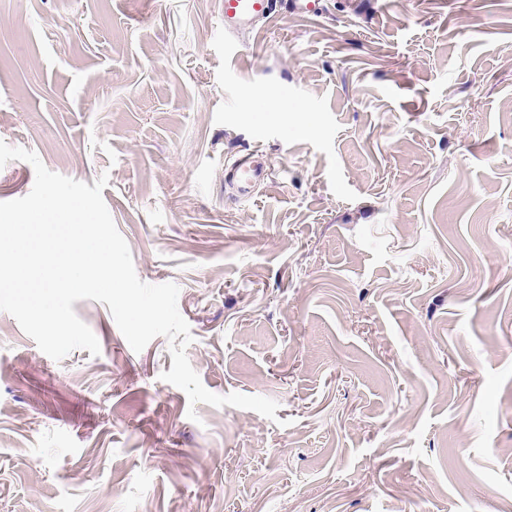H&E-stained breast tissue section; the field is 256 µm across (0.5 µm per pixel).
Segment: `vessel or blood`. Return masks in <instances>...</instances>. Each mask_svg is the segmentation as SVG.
<instances>
[{
  "label": "vessel or blood",
  "instance_id": "1",
  "mask_svg": "<svg viewBox=\"0 0 512 512\" xmlns=\"http://www.w3.org/2000/svg\"><path fill=\"white\" fill-rule=\"evenodd\" d=\"M283 9L316 15L322 11L323 4L322 0H223L224 37L231 40L242 32L258 29ZM268 177V169L249 153L225 168V181L238 200L251 199L256 186Z\"/></svg>",
  "mask_w": 512,
  "mask_h": 512
}]
</instances>
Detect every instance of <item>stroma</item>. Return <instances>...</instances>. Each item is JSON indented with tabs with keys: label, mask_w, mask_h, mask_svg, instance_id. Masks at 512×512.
Listing matches in <instances>:
<instances>
[{
	"label": "stroma",
	"mask_w": 512,
	"mask_h": 512,
	"mask_svg": "<svg viewBox=\"0 0 512 512\" xmlns=\"http://www.w3.org/2000/svg\"><path fill=\"white\" fill-rule=\"evenodd\" d=\"M0 0V140L178 285L162 381L107 305L56 361L0 311V512H512V0ZM272 175L232 197L224 167ZM322 0H224V38L233 40L239 34L255 30L269 22L282 9L318 16Z\"/></svg>",
	"instance_id": "stroma-1"
}]
</instances>
